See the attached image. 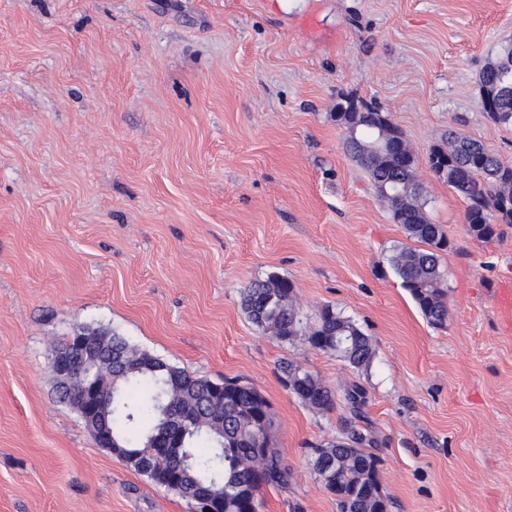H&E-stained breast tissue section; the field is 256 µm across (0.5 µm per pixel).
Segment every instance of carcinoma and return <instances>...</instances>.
Returning a JSON list of instances; mask_svg holds the SVG:
<instances>
[{
	"instance_id": "1",
	"label": "carcinoma",
	"mask_w": 512,
	"mask_h": 512,
	"mask_svg": "<svg viewBox=\"0 0 512 512\" xmlns=\"http://www.w3.org/2000/svg\"><path fill=\"white\" fill-rule=\"evenodd\" d=\"M481 106L498 123L512 124V45L502 47L479 74ZM356 112H338L345 128V150L368 173L393 220L422 247L402 246L390 263L428 323L442 327L448 319L447 272L442 264L446 233L426 216L428 201L416 173L415 160L400 129L373 106L347 99ZM447 171L439 174L441 158ZM430 170L466 201L469 234L487 240L497 224H512V166L472 139L450 148L436 146ZM242 307L253 324L270 337L292 343L304 337L308 345L336 356L357 369L370 366L371 340L331 305L316 314L304 332L298 317L295 284L276 275L256 280L245 289ZM101 356L97 370L79 375L73 387L98 378L105 394L100 414H81L86 426L106 418L112 426L110 452L155 484L193 498L207 487L222 499V512H257L266 487L288 483L274 439L255 447L258 429L272 432L268 400L238 379L213 381L194 376L164 359L135 347L116 331L91 330ZM285 383L306 404L329 409L335 392L298 365L284 368ZM179 441L192 459L183 466ZM364 436L350 431L348 442L316 448L311 459L323 487L336 496L339 512H387L378 459L360 448Z\"/></svg>"
}]
</instances>
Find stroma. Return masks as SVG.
Wrapping results in <instances>:
<instances>
[{"label": "stroma", "mask_w": 512, "mask_h": 512, "mask_svg": "<svg viewBox=\"0 0 512 512\" xmlns=\"http://www.w3.org/2000/svg\"><path fill=\"white\" fill-rule=\"evenodd\" d=\"M511 42L512 0H0V512H189L59 403L51 353L84 327L266 397L289 479L259 512H338L310 453L354 429L388 512H512V331L492 303L512 224L469 236L428 163L454 132L512 166L478 83ZM347 97L415 156L450 241L445 327L389 263L408 238L345 152ZM271 275L307 322L350 317L371 366L258 330L242 293ZM288 364L335 406L288 390ZM285 383L306 404L317 409H330L335 404V392L321 380L298 365L284 368Z\"/></svg>", "instance_id": "obj_1"}]
</instances>
